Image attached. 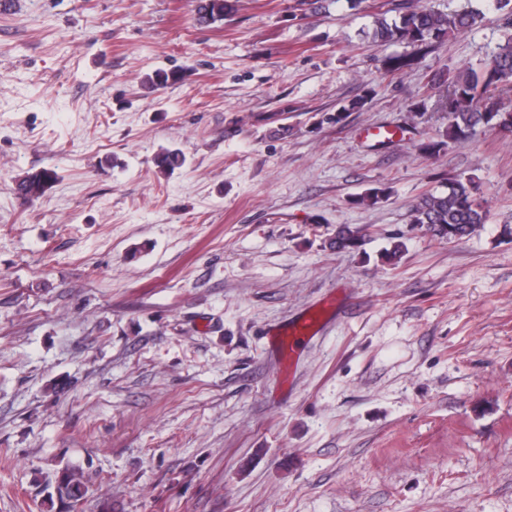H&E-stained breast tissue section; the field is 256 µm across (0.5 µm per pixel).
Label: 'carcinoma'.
I'll use <instances>...</instances> for the list:
<instances>
[{
  "mask_svg": "<svg viewBox=\"0 0 512 512\" xmlns=\"http://www.w3.org/2000/svg\"><path fill=\"white\" fill-rule=\"evenodd\" d=\"M500 13L503 27L511 30L504 42L497 45L484 67L469 69L448 84L443 104L448 112V126L440 138L419 144V151L436 155L449 144L470 138L477 128L493 126L512 119V111L504 110L490 101L487 93L502 95L512 92V0H490ZM230 0H194V20L200 26L224 21V14L232 10ZM484 12L466 10L445 15L433 10L425 0H409L399 20L392 23L384 18L375 21L369 37L376 44L407 43L417 46L445 37L450 30L464 31L482 23ZM154 163L163 171H173L185 163L177 150L159 152ZM58 173L51 168L29 172L15 181V195L25 202L34 201L56 182ZM411 223L419 224L440 240L450 243L470 236L486 223L487 214L474 195L471 180L452 178L441 191L426 192L411 206ZM365 235L344 225L336 230L331 240L338 251L360 249ZM82 476L70 469L63 470L57 479L58 499L76 506L85 496Z\"/></svg>",
  "mask_w": 512,
  "mask_h": 512,
  "instance_id": "carcinoma-1",
  "label": "carcinoma"
}]
</instances>
